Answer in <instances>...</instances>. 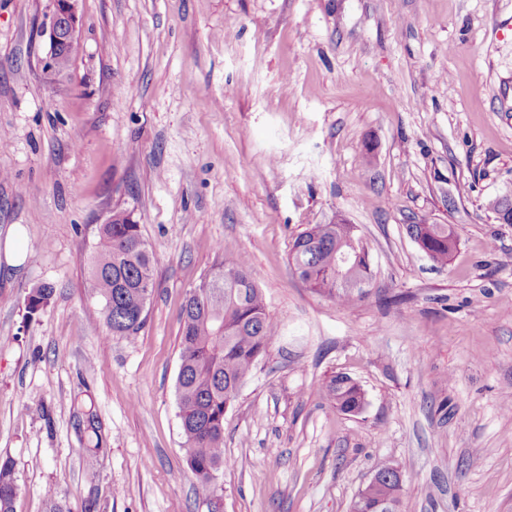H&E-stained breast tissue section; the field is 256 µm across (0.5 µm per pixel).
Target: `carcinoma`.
Returning <instances> with one entry per match:
<instances>
[{"label": "carcinoma", "mask_w": 512, "mask_h": 512, "mask_svg": "<svg viewBox=\"0 0 512 512\" xmlns=\"http://www.w3.org/2000/svg\"><path fill=\"white\" fill-rule=\"evenodd\" d=\"M410 235L428 257L446 265L455 239L447 224H411ZM351 239L358 250L350 265L339 267L340 253ZM152 252L140 224L130 211L114 212L110 224L99 228L91 257L93 294L103 307L100 319L115 336L137 335L146 321L152 292ZM291 269L315 293L350 303L357 293L343 279H372L371 257L358 241L353 224H316L299 233L292 244ZM52 289L31 292L27 307H44ZM182 337L176 395L185 436L188 465L199 497L210 500L217 487L214 474L224 464V408L235 399L259 356L277 330L266 312L263 295L252 278L247 259L219 261L182 308ZM319 391L337 411L348 414L366 403L365 392L347 375L324 381ZM17 485L12 466L0 464V512H14ZM387 486L370 489L364 512H377Z\"/></svg>", "instance_id": "1"}]
</instances>
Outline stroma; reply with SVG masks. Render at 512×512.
<instances>
[{
    "mask_svg": "<svg viewBox=\"0 0 512 512\" xmlns=\"http://www.w3.org/2000/svg\"><path fill=\"white\" fill-rule=\"evenodd\" d=\"M49 0H0V463L14 512H208L176 401L180 310L246 255L278 332L224 415L218 512H349L378 463L401 512H512V0H81L49 80ZM154 259L146 322L110 336L89 257L113 210ZM344 218L373 279L350 305L289 264ZM412 224H448L433 262ZM47 305L28 314L33 289ZM345 374L344 414L318 391ZM100 441L96 460L86 448ZM24 234L19 224L10 229L4 241L6 263L12 267L21 266L26 260V250L22 246ZM319 391L337 411L345 414L366 404L365 392L344 374L331 376L321 384ZM17 485L12 466L5 461L0 464V512H14Z\"/></svg>",
    "mask_w": 512,
    "mask_h": 512,
    "instance_id": "1",
    "label": "stroma"
}]
</instances>
